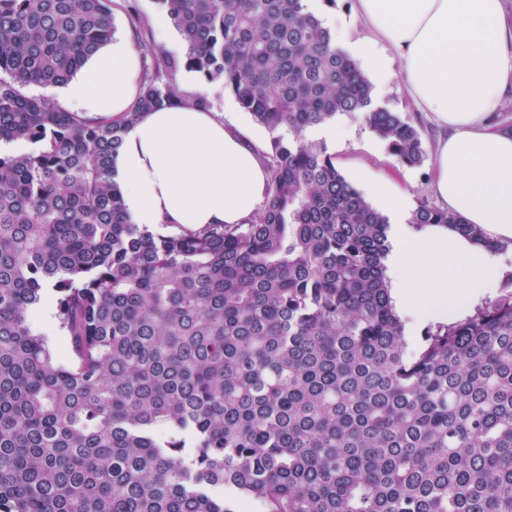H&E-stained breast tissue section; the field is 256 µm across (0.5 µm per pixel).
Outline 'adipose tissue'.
Returning a JSON list of instances; mask_svg holds the SVG:
<instances>
[{
    "label": "adipose tissue",
    "instance_id": "ef3b65f1",
    "mask_svg": "<svg viewBox=\"0 0 512 512\" xmlns=\"http://www.w3.org/2000/svg\"><path fill=\"white\" fill-rule=\"evenodd\" d=\"M367 34L354 43L377 77L386 45L400 60L408 92L442 135L431 189L450 212L487 238L512 240V130L495 116L512 99V12L505 0H353ZM141 87L140 55L113 36L67 88L70 111L112 118ZM258 144L235 121L177 102L145 112L123 134L114 158L131 223L152 231L244 223L265 200L268 173ZM370 195L398 222L387 259L392 298L408 330L446 321L498 288L500 262L483 245L431 224H409L407 199L389 178Z\"/></svg>",
    "mask_w": 512,
    "mask_h": 512
}]
</instances>
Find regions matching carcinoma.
<instances>
[{"label":"carcinoma","instance_id":"obj_1","mask_svg":"<svg viewBox=\"0 0 512 512\" xmlns=\"http://www.w3.org/2000/svg\"><path fill=\"white\" fill-rule=\"evenodd\" d=\"M112 0H0V512H512L505 291L408 350L390 223L305 132L360 118L401 164L418 129L376 103L306 0H158L184 65L270 134L245 224L127 219L110 163L184 92L155 53L133 107L90 120L28 96L113 36ZM409 223L505 247L422 202ZM64 347L33 325L46 300Z\"/></svg>","mask_w":512,"mask_h":512}]
</instances>
